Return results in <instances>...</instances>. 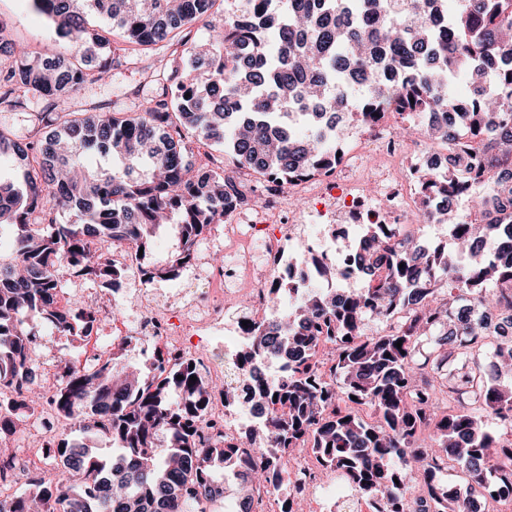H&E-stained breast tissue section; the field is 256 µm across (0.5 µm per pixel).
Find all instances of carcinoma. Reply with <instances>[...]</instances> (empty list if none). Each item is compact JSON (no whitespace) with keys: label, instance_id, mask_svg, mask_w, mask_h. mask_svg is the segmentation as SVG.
I'll return each instance as SVG.
<instances>
[{"label":"carcinoma","instance_id":"cac0c4a2","mask_svg":"<svg viewBox=\"0 0 512 512\" xmlns=\"http://www.w3.org/2000/svg\"><path fill=\"white\" fill-rule=\"evenodd\" d=\"M69 54L44 52L0 70V112L32 101L35 126L50 132L35 141L0 126V158L17 163L15 180L0 177V231L10 247L0 253V394L24 390L18 404L0 401V437L17 433L18 409L33 407L44 393L33 387L37 365L27 321L36 317L76 335V326L97 322L93 309L58 305L60 270L106 283L122 269L106 255L115 241H128L144 279L169 278L190 264L211 225L250 200L237 181L241 168L284 183L319 174L336 163L332 113L345 111L355 128L394 114L424 137L461 147L482 148L486 197L509 198V206L469 224L447 212L453 248L427 252L414 237L390 238L383 224H370L362 284L342 300L312 283L299 291L288 326L259 325L244 357L280 358L287 374L269 381L254 371L241 387L230 368L219 386L197 376L188 363L169 366L158 353L148 374L129 377L120 356L127 346L89 370L66 366L53 395L59 414L93 423L85 434L112 441L114 454L99 456L68 434L50 441L53 459L68 474L41 477L22 494L0 497V512H215L224 499L227 469L236 447L196 443L195 424L219 392L239 393L271 406L261 426L245 440L258 446L259 463L238 483L236 502L277 492L288 456L308 439L325 471L352 486V504L369 512H407V482L418 470L442 474L446 459L458 465L469 485L512 486V368L495 364L488 373L479 360L484 347L512 360V260L487 250L504 227H512V59L500 62L493 95H480L482 65L501 44H511L512 0H457L444 40L426 26L405 25L448 0H246L224 16L213 40L189 42L188 29L210 17L220 0H32ZM369 20L361 33L350 11ZM97 15L112 24L111 41L86 25ZM181 51L189 65H205L208 81L196 85L187 67L166 77L161 92L133 114L90 112L71 103L78 91L108 79L133 53L157 46ZM383 47L387 58L377 55ZM384 64L402 71L389 86L378 76ZM338 69L363 79L365 94L347 109L332 94ZM464 75L478 95L464 111L462 128L423 127L430 112H457L448 74ZM224 147V167L191 161L193 148ZM464 171L422 172L425 195L445 198L448 188L465 191ZM68 214L62 222L60 214ZM178 229V247L165 264L152 261V241L163 226ZM370 321L380 323L373 334ZM336 344L329 378L318 368L320 340ZM401 346H396L397 342ZM196 377L191 381L190 377ZM448 413L438 414V402ZM371 410L368 421L349 403ZM495 423L486 431L481 414ZM433 431L438 447L420 436ZM435 497L452 500L451 512H469L467 499L436 480Z\"/></svg>","mask_w":512,"mask_h":512}]
</instances>
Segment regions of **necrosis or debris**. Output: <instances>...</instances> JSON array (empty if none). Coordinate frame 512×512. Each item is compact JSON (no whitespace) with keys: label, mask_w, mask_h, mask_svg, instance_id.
<instances>
[{"label":"necrosis or debris","mask_w":512,"mask_h":512,"mask_svg":"<svg viewBox=\"0 0 512 512\" xmlns=\"http://www.w3.org/2000/svg\"><path fill=\"white\" fill-rule=\"evenodd\" d=\"M340 154L325 174L301 179L309 204L304 209L289 205V187L271 178L252 182L260 205L244 206L225 216L221 236L229 241L223 265L212 264L208 253L195 259L203 288L182 294L177 307L159 303L154 289L139 288L140 304L132 324L123 333L148 339L166 360L192 359L200 374L212 381L224 378L227 366L236 363L250 342L252 331L245 321L285 322L290 305L270 307L268 292L275 282L303 288L323 282L337 296H345L358 283L361 267L354 257L353 240L368 224H411L422 207L417 177L420 172L448 173L460 168L461 152L450 146L433 147L397 136L386 121L367 125L356 143H348L346 124L336 123ZM303 238L311 262L298 257L294 241ZM336 269L334 278L322 279L320 265ZM243 294L251 310L232 317L231 296ZM232 342H223L224 333ZM261 416L245 397L234 400L212 396L203 420L196 427L200 446L215 441L237 442L239 434L256 427ZM299 457L281 483V495L303 498L310 512H337L349 487L343 482L325 483L320 467L308 462L312 454L299 443Z\"/></svg>","instance_id":"4bbe7bcc"}]
</instances>
